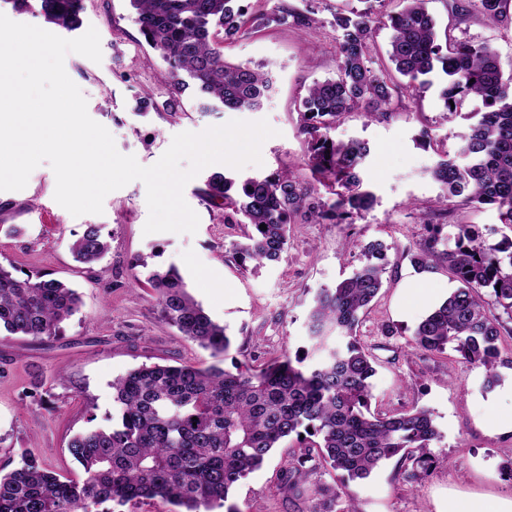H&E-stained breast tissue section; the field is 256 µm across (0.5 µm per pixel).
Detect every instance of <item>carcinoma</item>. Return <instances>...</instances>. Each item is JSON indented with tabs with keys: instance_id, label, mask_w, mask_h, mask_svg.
<instances>
[{
	"instance_id": "cac0c4a2",
	"label": "carcinoma",
	"mask_w": 512,
	"mask_h": 512,
	"mask_svg": "<svg viewBox=\"0 0 512 512\" xmlns=\"http://www.w3.org/2000/svg\"><path fill=\"white\" fill-rule=\"evenodd\" d=\"M146 43L168 65L166 106L194 86L226 111H256L272 89L269 73L225 61L223 44L275 27L306 32L317 20L314 9L299 11L280 0L270 12L251 15L242 0H129ZM400 11L384 16L368 7L334 15L339 56L336 76L316 81L301 99L299 129L307 143L301 177L285 167L241 182L214 173L201 189L212 204L224 206V222L252 228L233 250L240 267L281 260L290 224H345L369 210L374 195L362 189L360 166L369 153L360 140L337 142L336 124L362 113L392 117V73L406 88L422 93L441 72L444 108L458 113L466 98L481 99L470 112L458 154L443 157L430 170L444 202L465 196L471 203L494 204L501 223L512 226V72H504L498 52L487 44L453 42L438 31L426 0H402ZM508 0H452L461 23L475 7L490 23L507 19ZM80 0H40L45 22L63 28L77 21ZM391 29L388 60L378 70L368 49L382 18ZM332 188L318 195L314 184ZM266 228H260V225ZM71 250L83 264L99 262L108 250L100 227L89 224ZM367 261L332 288H322L309 312L308 347L260 369L233 364L208 366L142 365L112 382V424L74 436L71 457L82 467L81 481L63 478L27 454L20 466L0 472V512H96L110 501L118 506L159 497L182 512H241L229 494L261 467L280 442L293 435L298 450L279 471L278 489L308 501L306 512H336L340 492L333 484L310 483L306 463L318 460L342 487L368 478L383 462L398 458L397 475L413 483L432 464L428 450L439 438L432 413L413 406L398 413L370 412L374 361L356 336L360 315L377 297L386 273L380 242L362 246ZM422 271L446 268L460 287L435 305L410 340L413 350L442 355L451 349L487 371L494 387L502 332L512 333V239L488 244L474 224H459L454 246L439 247L432 237L412 255ZM160 315L184 338L217 357L227 353L226 328L215 322L187 291L178 270L148 272ZM507 319L491 313L484 290ZM79 296L46 273L0 265V329L33 340L62 334L77 311Z\"/></svg>"
}]
</instances>
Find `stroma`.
I'll return each instance as SVG.
<instances>
[{
    "label": "stroma",
    "mask_w": 512,
    "mask_h": 512,
    "mask_svg": "<svg viewBox=\"0 0 512 512\" xmlns=\"http://www.w3.org/2000/svg\"><path fill=\"white\" fill-rule=\"evenodd\" d=\"M359 0H318L314 34L289 27L269 29L225 45L233 64L261 65L274 85L263 108L236 115L202 109L194 92H185L177 112L164 107L166 65L139 32L128 0H82L79 23L57 34L74 39L96 28L102 60L71 53L65 70L87 100L90 117L108 129L118 151L144 166L155 164L176 134L200 132L235 117L267 120L275 137L262 146V166H247L243 175L268 174L290 166L306 175V144L298 132L297 102L304 86L335 77L336 33L333 16L359 7ZM454 36L495 47L503 61L512 60V21L490 25L470 17L453 26ZM391 119L354 115L337 124V140L368 143L361 175L375 196L373 207L350 224H293L282 260L255 271L239 267L232 246L245 225L228 224L223 210L200 194L206 179L223 165L203 169L187 183L183 195L198 214L196 234H144L149 216L146 188L133 181L108 194L99 214L72 216L54 199L55 175L49 164L31 173L20 191H0V264L46 272L75 288L78 312L62 336L38 341L0 331V468L20 465L31 452L54 470L74 477L82 471L67 450L69 440L89 424H105L114 402L112 382L144 363H210L205 351L165 323L155 293L142 284L146 267L175 266L189 293L206 313L227 328L230 357L261 367L307 344V316L319 289L333 286L361 266L363 245L386 247L384 286L363 316L357 335L375 361L372 410L396 413L417 405L429 409L440 432L430 448L434 464L412 484L398 481L397 464L388 461L372 476L350 484L359 512H448L458 495H512L503 469L512 461V433H486L480 426L492 411L512 413V335L502 338L500 377L485 389L486 370L456 352L429 355L409 346L416 325L458 283L446 269L434 270L418 303L401 305L400 294L416 270L410 258L425 238L443 247L455 242L456 227L477 225L487 243L512 236L495 206L473 207L463 198L446 207L434 201L441 189L429 171L442 156L456 158L466 122L448 115L438 88L420 95L401 91ZM433 142H416L421 129ZM23 232L7 235L5 226ZM99 225L109 250L97 264L77 263L72 242L86 225ZM144 258L146 267L135 264ZM294 441H286L257 471L242 480L232 499L242 512H305L306 501H292L277 488L276 475Z\"/></svg>",
    "instance_id": "obj_1"
}]
</instances>
